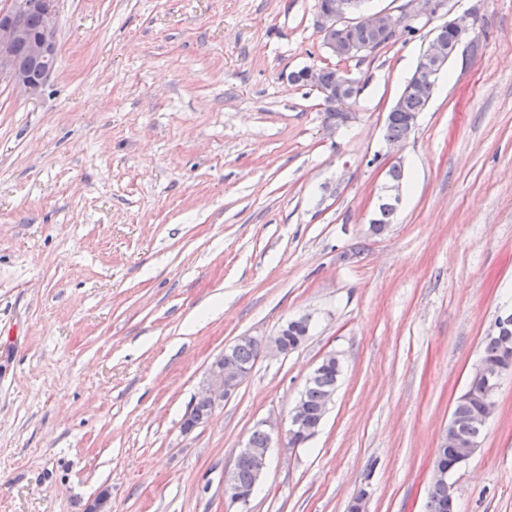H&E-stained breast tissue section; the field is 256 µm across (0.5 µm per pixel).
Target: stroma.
I'll return each instance as SVG.
<instances>
[{
    "mask_svg": "<svg viewBox=\"0 0 512 512\" xmlns=\"http://www.w3.org/2000/svg\"><path fill=\"white\" fill-rule=\"evenodd\" d=\"M475 12L397 154V221L370 219L385 114L430 38L341 62L317 0H57L39 94L0 81V512H427L431 462L498 314L512 312V0ZM359 78L328 130L303 67ZM311 318L183 430L213 360ZM320 431L270 448L247 508L224 477L254 426L288 423L320 361ZM456 512H512V375Z\"/></svg>",
    "mask_w": 512,
    "mask_h": 512,
    "instance_id": "obj_1",
    "label": "stroma"
}]
</instances>
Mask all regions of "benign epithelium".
I'll use <instances>...</instances> for the list:
<instances>
[{
  "mask_svg": "<svg viewBox=\"0 0 512 512\" xmlns=\"http://www.w3.org/2000/svg\"><path fill=\"white\" fill-rule=\"evenodd\" d=\"M55 0H8V6L0 10V81L6 80L14 87L34 95L44 86L54 70L58 60L57 29L52 10ZM361 0H334L317 19V29L327 51L334 57H346L344 49L336 43V29L341 25L354 21L364 25L373 34H392L395 41L407 37L406 25H415L419 20H428L440 15L447 7L446 0H407L405 8L397 13L377 11L363 15L360 13ZM36 13L41 16L40 28L33 32L27 24V16ZM477 24V17L470 11L454 15L444 23L432 29L428 46L417 60L414 77L421 81L437 82L448 66V61L457 57L459 52L467 50ZM453 30L456 35L455 44L448 45L446 33ZM23 52L28 56L27 70L20 71L15 66V57ZM340 79L334 86L320 90L324 109L340 112L345 124L355 119L350 101L357 85L350 74L337 70ZM311 317L299 316L282 326L275 334L257 338L242 336L237 342H250L257 345L261 353H273L286 356L292 352L288 345V328L310 330ZM490 338L500 340L505 360L496 363L478 361L472 368L470 376L483 380L487 385V394L481 419L476 427L485 429L496 410L495 395L501 380L512 373V313L499 314L487 332ZM250 370L238 365L225 348L208 369L206 385L198 397L190 404L183 420V427L192 429L208 419L216 401L230 397L249 375ZM206 403L201 409L199 403ZM462 422L456 413H451L448 429L437 448L433 465V484H448L451 473L465 465L478 450L477 439L461 433ZM321 424H311L305 419L301 403H296L290 412L288 429L279 433L272 424L262 421L255 426L266 436V447L242 449L237 458L250 467L257 479H262L267 467L269 448L274 441L285 437H296L304 441L310 440L320 429ZM224 498L241 505L250 502L251 496L246 494L237 484L233 473L224 479Z\"/></svg>",
  "mask_w": 512,
  "mask_h": 512,
  "instance_id": "1",
  "label": "benign epithelium"
}]
</instances>
